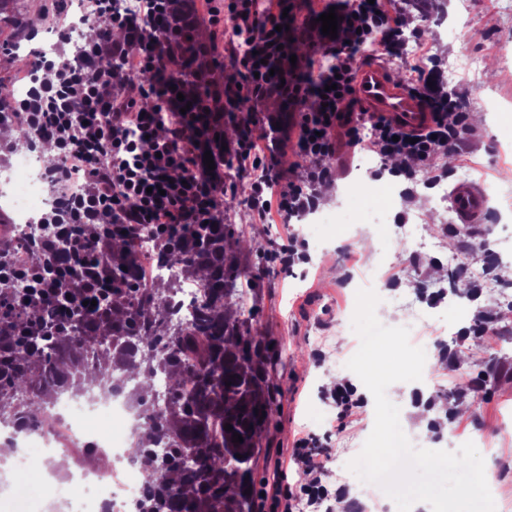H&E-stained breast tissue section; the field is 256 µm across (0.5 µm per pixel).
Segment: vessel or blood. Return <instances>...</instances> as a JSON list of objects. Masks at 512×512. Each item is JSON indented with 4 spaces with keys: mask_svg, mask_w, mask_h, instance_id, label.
I'll use <instances>...</instances> for the list:
<instances>
[{
    "mask_svg": "<svg viewBox=\"0 0 512 512\" xmlns=\"http://www.w3.org/2000/svg\"><path fill=\"white\" fill-rule=\"evenodd\" d=\"M354 97L365 111L385 117L409 131L421 130L431 120L425 103L398 85L391 71L375 61L359 63ZM449 201L458 223H484L489 201L485 186L476 182L458 183Z\"/></svg>",
    "mask_w": 512,
    "mask_h": 512,
    "instance_id": "1",
    "label": "vessel or blood"
}]
</instances>
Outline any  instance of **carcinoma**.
<instances>
[{
	"instance_id": "cac0c4a2",
	"label": "carcinoma",
	"mask_w": 512,
	"mask_h": 512,
	"mask_svg": "<svg viewBox=\"0 0 512 512\" xmlns=\"http://www.w3.org/2000/svg\"><path fill=\"white\" fill-rule=\"evenodd\" d=\"M254 238L230 224L189 229L159 258L203 289L187 322H174L178 284L139 281L137 242L112 235V303L70 321L66 336L19 347L0 376V426L37 423L32 405L51 408L59 394L84 392L86 377L123 375L121 388L141 419L133 454L144 458L150 485L137 512H252L257 441L276 402L267 347L233 309L243 293L238 254ZM168 381V402L152 406L154 377ZM230 424L233 430L224 429ZM243 442H233V433Z\"/></svg>"
}]
</instances>
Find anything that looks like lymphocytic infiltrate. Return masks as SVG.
Instances as JSON below:
<instances>
[{"mask_svg":"<svg viewBox=\"0 0 512 512\" xmlns=\"http://www.w3.org/2000/svg\"><path fill=\"white\" fill-rule=\"evenodd\" d=\"M99 27L74 39L76 23L62 0H53L43 19L58 42L73 53L24 58L25 94L11 101L0 119L22 130L29 150L52 143L57 156L46 179L52 202L33 231L18 236L14 225H0V320L11 326V341L32 345L37 336H59L73 312L89 301L112 299V234L150 238L154 250L140 254L139 272L147 274L161 247L186 224L221 220L224 194L220 170L207 169L220 124V96L209 79L210 64L231 52L241 77L228 92L236 101L257 106L275 95L288 102L297 119L296 151L308 165L292 180L272 169L275 154L241 132L227 153L242 171H259L247 206L265 217L277 207L285 220L316 209L317 185L332 171L325 158L336 153V137L362 146L381 159H397L395 176L415 182L426 174L437 183L448 176L437 160L449 148L474 147L479 136L456 91L441 92L434 72L415 66L410 91L429 107L432 120L412 134L397 124L353 111L355 63L363 51L396 54L402 20L389 0H343L308 8L301 22L282 29L288 0H93ZM340 18L336 36H322L317 49L296 56L321 14ZM210 37L198 46L199 64L181 67L184 42L199 25ZM121 71L154 72L158 83L116 85ZM451 235L463 251H474L484 274L471 281L472 300L485 304L480 332L495 335L500 321L492 292L506 278L495 260L492 242L472 249L471 231L455 227ZM51 303L58 310L52 325L25 318L30 305ZM312 436L298 438L295 464L309 480L291 487L275 482L261 489L267 512H317L343 492L324 484L325 461L312 451Z\"/></svg>","mask_w":512,"mask_h":512,"instance_id":"obj_1","label":"lymphocytic infiltrate"}]
</instances>
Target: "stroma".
Segmentation results:
<instances>
[{"instance_id": "1", "label": "stroma", "mask_w": 512, "mask_h": 512, "mask_svg": "<svg viewBox=\"0 0 512 512\" xmlns=\"http://www.w3.org/2000/svg\"><path fill=\"white\" fill-rule=\"evenodd\" d=\"M43 0H17L28 27L20 32L0 27V38L19 41L22 52H52L57 38L41 23ZM402 29L416 33L429 50L443 84L454 87L471 113L481 114L483 134L478 150L468 158L453 155L447 187L464 181L488 186L491 200L512 197V153L502 154L500 141L512 138V12L497 10L494 0H446L443 12H432L426 19L415 14L402 16ZM461 21L463 32L445 39L443 27ZM286 108L277 96L259 106L251 123L263 139L272 143L281 175L299 173L301 166L290 148L282 147L284 134L272 128L269 120ZM390 167L372 153L350 156L345 169L334 170L327 181V195L319 208L333 211L351 206L346 188L353 183L375 186L390 180ZM252 174L228 168L224 171L225 223L243 228L262 244L261 250H246L240 263L260 278L256 292L245 293L241 308L251 318L252 335L261 337L275 356L278 403L262 436V450L254 469L256 485L284 473L290 485L304 483L306 476L293 460L278 461V445H291L301 433L317 435L326 459V479L344 485L346 495L356 498L361 486L339 469L335 449L358 446L375 416L374 405L361 413L343 416L336 405L323 398L328 379H353L347 367L352 336L341 321L345 307L355 304L356 291L350 279L367 265L383 266L376 289L379 308L393 311L394 326H415L417 345L427 358L438 359V366H426L424 380L396 382L387 389L388 399L399 408L401 427L412 446L442 445L472 434L483 435L480 453L498 472V490L493 497L497 512H512V443L503 432L512 429V376H501L487 393L471 394L464 403L469 413L448 417L445 395L458 384L455 372L440 362L443 346L456 352V359L469 377H483L489 368L512 365V318L493 340L482 336H460V328L470 326L473 310L459 311L447 301L428 304L420 299L423 290L447 287L439 269L455 270L461 256L444 227L454 221L450 207H439L431 199L424 182L411 186L410 197H397L395 208L407 211L409 225L418 227L425 246L418 253L408 251L402 240L404 228L393 224H326L320 229L322 246L309 251V260L284 272L266 262L268 250L285 232L284 224H263L249 212L246 199ZM421 312L418 323H411L409 309Z\"/></svg>"}]
</instances>
